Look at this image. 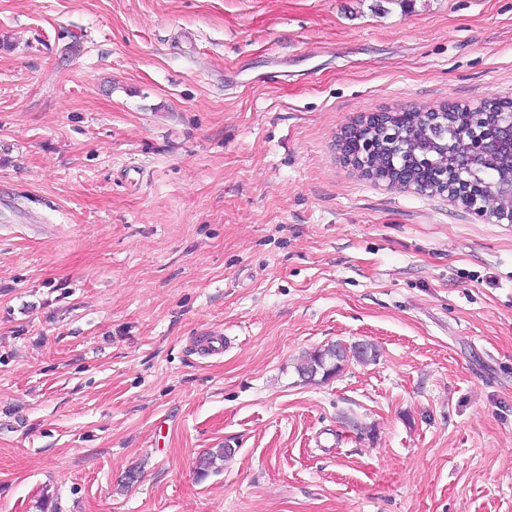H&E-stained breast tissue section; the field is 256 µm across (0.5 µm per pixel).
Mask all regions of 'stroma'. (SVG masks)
Segmentation results:
<instances>
[{"label": "stroma", "mask_w": 512, "mask_h": 512, "mask_svg": "<svg viewBox=\"0 0 512 512\" xmlns=\"http://www.w3.org/2000/svg\"><path fill=\"white\" fill-rule=\"evenodd\" d=\"M494 98L512 0H0V512H512V224L338 146ZM378 356L379 349L373 343L354 344L347 350L344 344L336 342L306 355L296 369L304 382H322L339 374L349 361L367 364L376 361Z\"/></svg>", "instance_id": "stroma-1"}]
</instances>
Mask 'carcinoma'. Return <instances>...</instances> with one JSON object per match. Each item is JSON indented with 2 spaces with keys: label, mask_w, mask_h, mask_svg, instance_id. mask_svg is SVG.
Returning a JSON list of instances; mask_svg holds the SVG:
<instances>
[{
  "label": "carcinoma",
  "mask_w": 512,
  "mask_h": 512,
  "mask_svg": "<svg viewBox=\"0 0 512 512\" xmlns=\"http://www.w3.org/2000/svg\"><path fill=\"white\" fill-rule=\"evenodd\" d=\"M445 113L443 120L447 121V128L432 129L423 121L421 110L412 109L395 111L386 116L383 121L363 122L351 128L347 133V139L343 140L344 154L352 158L353 163H358L362 157L360 146L365 144L370 147L367 165L369 179L384 182L388 185H399L408 188L414 185L412 170L415 169L416 160L426 156L430 158L443 176L453 178V165L457 152L465 149V142L459 140L454 146H449L452 132L456 128H465L469 125L470 109L467 107H443ZM395 131L402 136L407 145L403 154V162L406 170L399 172L390 163L391 149L388 143L391 139L388 133ZM485 175L490 178L504 179L512 174V148L503 147L488 155L482 162ZM379 349L373 343L355 344L346 347L340 342L331 343L319 348L304 357L297 365L299 377L313 383L320 379L326 381L339 374L350 361L359 364H367L376 361ZM232 449L219 448L199 459L198 472L205 476L215 460L231 455Z\"/></svg>",
  "instance_id": "obj_1"
}]
</instances>
